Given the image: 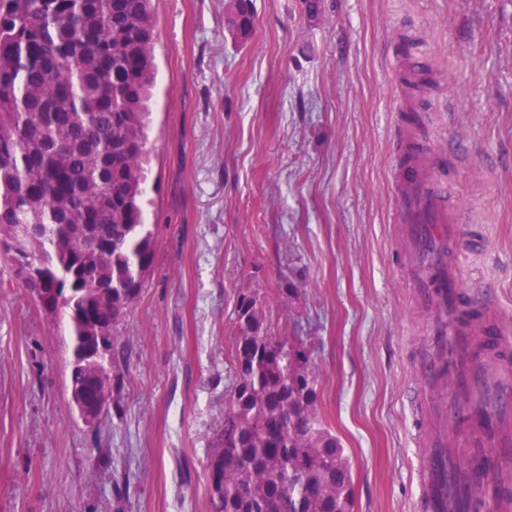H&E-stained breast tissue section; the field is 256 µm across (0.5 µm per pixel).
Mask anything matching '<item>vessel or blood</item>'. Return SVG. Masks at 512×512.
<instances>
[{"label":"vessel or blood","instance_id":"obj_1","mask_svg":"<svg viewBox=\"0 0 512 512\" xmlns=\"http://www.w3.org/2000/svg\"><path fill=\"white\" fill-rule=\"evenodd\" d=\"M398 214L408 276L419 301L434 316L432 337L420 350L416 368L423 409L429 414L447 405L449 418L464 426L468 452L478 459L496 454L500 471H508L512 461L499 451L512 447V361L501 362L491 374L481 373L475 361L470 344L474 328L461 323L455 312L463 294L457 229L449 225L441 191L422 166L414 167L410 179L400 181ZM449 363L457 368V390L447 402L441 386ZM486 414L493 416L494 426L484 424ZM453 466L446 439L436 436L416 465L421 501L429 503L434 512H452L448 488L453 485L480 507L493 506L504 512L507 503L497 499L494 489L474 477L458 476Z\"/></svg>","mask_w":512,"mask_h":512}]
</instances>
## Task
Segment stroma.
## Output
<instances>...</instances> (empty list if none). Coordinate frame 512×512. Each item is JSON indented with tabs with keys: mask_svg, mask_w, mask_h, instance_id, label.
Masks as SVG:
<instances>
[{
	"mask_svg": "<svg viewBox=\"0 0 512 512\" xmlns=\"http://www.w3.org/2000/svg\"><path fill=\"white\" fill-rule=\"evenodd\" d=\"M153 0V265L95 423L67 332L0 261V512H210L206 464L242 296L309 351L353 512H417L414 359L431 336L395 189L423 151L462 229L465 288L512 332V0ZM434 77L408 100L403 44ZM255 21L253 0H230L225 26L234 38L240 41L249 39L255 28Z\"/></svg>",
	"mask_w": 512,
	"mask_h": 512,
	"instance_id": "obj_1",
	"label": "stroma"
}]
</instances>
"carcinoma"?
Segmentation results:
<instances>
[{
  "label": "carcinoma",
  "instance_id": "obj_1",
  "mask_svg": "<svg viewBox=\"0 0 512 512\" xmlns=\"http://www.w3.org/2000/svg\"><path fill=\"white\" fill-rule=\"evenodd\" d=\"M253 0H230L244 41ZM151 0H0V256L73 348L116 327L150 270L145 223L149 102L156 80ZM34 224L41 235H21ZM114 360L71 364L69 389L95 396ZM233 384L207 462L211 512H351L352 467L317 407L310 356L241 301Z\"/></svg>",
  "mask_w": 512,
  "mask_h": 512
}]
</instances>
